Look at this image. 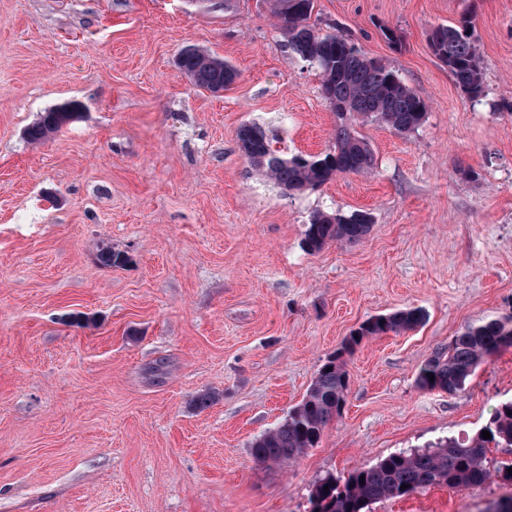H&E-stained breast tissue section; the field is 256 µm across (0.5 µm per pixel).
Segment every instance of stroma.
<instances>
[{
    "label": "stroma",
    "mask_w": 512,
    "mask_h": 512,
    "mask_svg": "<svg viewBox=\"0 0 512 512\" xmlns=\"http://www.w3.org/2000/svg\"><path fill=\"white\" fill-rule=\"evenodd\" d=\"M465 14L478 101L428 43ZM311 21L386 62L427 114L406 135L359 124L372 170L288 195L248 163L239 127L316 155L336 118L267 0H0V512H311L319 480L474 434L512 399V348L457 393L417 383L465 325L512 314V0H317ZM190 45L235 66L230 89L177 68ZM70 101L75 120L27 139ZM317 209L373 225L310 254ZM105 247L128 264L104 265ZM408 307L423 325L348 356L346 404L319 446L258 463L254 439L345 337ZM511 495L494 476L369 510L480 512ZM80 108L79 103L69 102L41 112L36 121L27 128V138L37 142L54 135L75 118Z\"/></svg>",
    "instance_id": "stroma-1"
}]
</instances>
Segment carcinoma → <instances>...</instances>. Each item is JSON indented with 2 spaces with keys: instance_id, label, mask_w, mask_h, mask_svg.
Wrapping results in <instances>:
<instances>
[{
  "instance_id": "carcinoma-1",
  "label": "carcinoma",
  "mask_w": 512,
  "mask_h": 512,
  "mask_svg": "<svg viewBox=\"0 0 512 512\" xmlns=\"http://www.w3.org/2000/svg\"><path fill=\"white\" fill-rule=\"evenodd\" d=\"M273 13L285 47L317 66L321 90L336 117L331 149L319 155L286 156L273 148L275 134L256 124H244L237 132L240 149L251 166L291 194L313 190L338 173H364L373 167V155L365 138L353 128L360 118L382 121L399 134H409L424 122L427 107L386 63L364 56L348 38L321 32L310 24L315 0H272ZM471 21L437 25L429 33L435 56L448 67L458 88L469 98L485 95L484 73ZM176 66L191 83L210 92L225 90L239 77L223 58L198 46L179 53ZM80 104L69 102L40 113L27 128V138L44 140L75 118ZM373 217L365 211L349 214L314 211L305 224L303 247L310 253L332 242H358L371 229ZM420 308H404L370 317L346 337L335 355L319 367L304 399L289 411L276 428L252 443V454L261 463L284 464L319 446L324 429L340 414L349 383L344 357L368 339L414 330L424 323ZM512 347V316L481 318L466 325L448 346L422 364L418 385L450 394L462 390L477 367L503 349ZM434 375L429 380L428 374ZM490 432L485 439L482 431ZM512 448V400L501 403L472 437H448L425 448L391 453L375 464L356 469L343 478L327 477L311 492L314 512H368L369 505L385 498L408 496L430 486L469 489L484 484L491 473L512 482V461L489 466L490 447ZM406 484L408 488L401 489Z\"/></svg>"
}]
</instances>
